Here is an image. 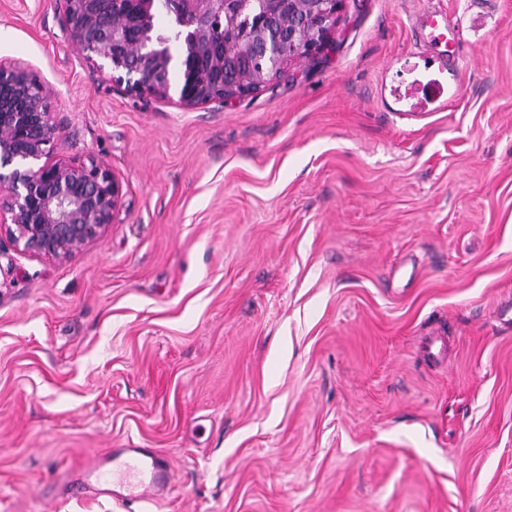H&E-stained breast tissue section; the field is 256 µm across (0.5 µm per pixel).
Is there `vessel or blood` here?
<instances>
[{
  "instance_id": "b4317fda",
  "label": "vessel or blood",
  "mask_w": 512,
  "mask_h": 512,
  "mask_svg": "<svg viewBox=\"0 0 512 512\" xmlns=\"http://www.w3.org/2000/svg\"><path fill=\"white\" fill-rule=\"evenodd\" d=\"M421 31L426 58L447 68L450 59L459 58L465 41L464 31L453 24L443 10L427 7L415 18ZM169 460L151 448H112L85 462L77 477L65 486V497L85 494L129 502L153 503L167 490Z\"/></svg>"
}]
</instances>
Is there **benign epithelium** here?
<instances>
[{"label":"benign epithelium","mask_w":512,"mask_h":512,"mask_svg":"<svg viewBox=\"0 0 512 512\" xmlns=\"http://www.w3.org/2000/svg\"><path fill=\"white\" fill-rule=\"evenodd\" d=\"M160 0H58L68 40L137 96L192 109L256 90L289 62L327 46L341 0H171L176 36L155 32ZM52 88L27 67L0 63V236L36 258L66 260L117 223L123 179L95 160L52 159L60 127Z\"/></svg>","instance_id":"obj_1"}]
</instances>
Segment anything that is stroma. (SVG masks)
Masks as SVG:
<instances>
[{"instance_id": "stroma-1", "label": "stroma", "mask_w": 512, "mask_h": 512, "mask_svg": "<svg viewBox=\"0 0 512 512\" xmlns=\"http://www.w3.org/2000/svg\"><path fill=\"white\" fill-rule=\"evenodd\" d=\"M435 3L470 45L405 115L426 0H342L315 58L191 110L108 81L55 0H0L57 156L125 193L68 260L0 240V512H512V0ZM130 444L165 501L57 498Z\"/></svg>"}]
</instances>
